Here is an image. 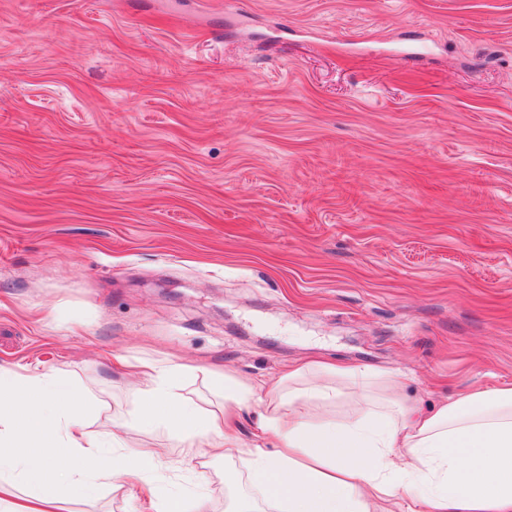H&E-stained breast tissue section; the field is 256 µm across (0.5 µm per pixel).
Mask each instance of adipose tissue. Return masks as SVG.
Wrapping results in <instances>:
<instances>
[{
	"label": "adipose tissue",
	"instance_id": "obj_1",
	"mask_svg": "<svg viewBox=\"0 0 512 512\" xmlns=\"http://www.w3.org/2000/svg\"><path fill=\"white\" fill-rule=\"evenodd\" d=\"M183 375L144 365L131 389L134 422L166 431L191 459L241 460L284 512H380L386 503L404 512H512V387L425 410L400 397L392 373L305 365L270 384L218 379V415L184 395ZM325 375L360 389L379 382L383 395L359 396L343 419L312 418L309 404L336 397ZM93 404L59 373L0 369V512H60L160 463L159 450L127 446L125 424L89 432ZM242 404L260 411L247 442L232 426Z\"/></svg>",
	"mask_w": 512,
	"mask_h": 512
}]
</instances>
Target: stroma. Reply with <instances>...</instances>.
<instances>
[{
  "label": "stroma",
  "mask_w": 512,
  "mask_h": 512,
  "mask_svg": "<svg viewBox=\"0 0 512 512\" xmlns=\"http://www.w3.org/2000/svg\"><path fill=\"white\" fill-rule=\"evenodd\" d=\"M512 385V0H0V368ZM146 472L207 512L221 457ZM64 512H151L118 482Z\"/></svg>",
  "instance_id": "obj_1"
}]
</instances>
